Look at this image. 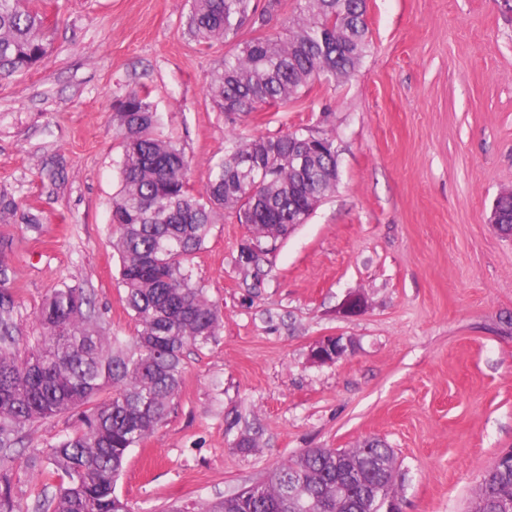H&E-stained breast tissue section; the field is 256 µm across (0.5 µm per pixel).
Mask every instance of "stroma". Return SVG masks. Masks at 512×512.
Instances as JSON below:
<instances>
[{"mask_svg":"<svg viewBox=\"0 0 512 512\" xmlns=\"http://www.w3.org/2000/svg\"><path fill=\"white\" fill-rule=\"evenodd\" d=\"M51 48L0 79V268L26 336L55 288L80 279L106 335L130 336L109 224L121 190L114 108L146 90L163 135L209 161L237 134L331 136L336 188L259 266L246 225L217 213L191 258L219 315L184 353L166 423L132 448L116 484L131 512L212 502L309 448L384 441L401 512H470L512 448V239L489 224L512 190V10L503 0H368L371 50L356 74L285 106L228 120L210 76L233 43L201 49L191 0H40ZM364 308L342 312L349 294ZM351 346L310 360L324 336ZM251 447H241L242 439ZM52 468L16 470L29 512Z\"/></svg>","mask_w":512,"mask_h":512,"instance_id":"35a3bbf8","label":"stroma"}]
</instances>
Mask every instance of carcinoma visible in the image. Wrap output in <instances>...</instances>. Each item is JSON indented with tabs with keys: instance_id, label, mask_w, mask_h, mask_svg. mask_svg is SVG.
<instances>
[{
	"instance_id": "1",
	"label": "carcinoma",
	"mask_w": 512,
	"mask_h": 512,
	"mask_svg": "<svg viewBox=\"0 0 512 512\" xmlns=\"http://www.w3.org/2000/svg\"><path fill=\"white\" fill-rule=\"evenodd\" d=\"M366 0H301L277 33L238 40L244 26L263 27L254 0H192L188 34L202 47L236 42L208 91L224 113L248 115L264 104L286 105L321 81L348 79L371 40ZM48 29L37 0H0V78L34 67L47 53ZM123 155L122 188L111 226L120 260L125 308L135 322L126 340L106 336L87 312L81 283L54 289L38 312L42 335L28 342L15 321L17 303L0 289V512H22L14 475L4 467L32 425L79 413L78 425L48 448H33L25 464L51 465L66 482L44 490L34 512H130L115 492L129 451L165 423L178 395L183 357L216 334L219 316L187 267L218 210L249 227L259 248L240 254L256 265L264 240L304 224L336 186L331 137L297 128L276 137L242 140L209 164L207 181L191 183L192 160L158 132L147 96L132 89L116 104ZM316 159L299 170L288 161L297 142ZM394 453L376 441L351 449L308 448L267 480L224 499L172 512H377L392 492ZM299 494L288 496V479ZM512 509V458H498L479 483L472 512Z\"/></svg>"
}]
</instances>
